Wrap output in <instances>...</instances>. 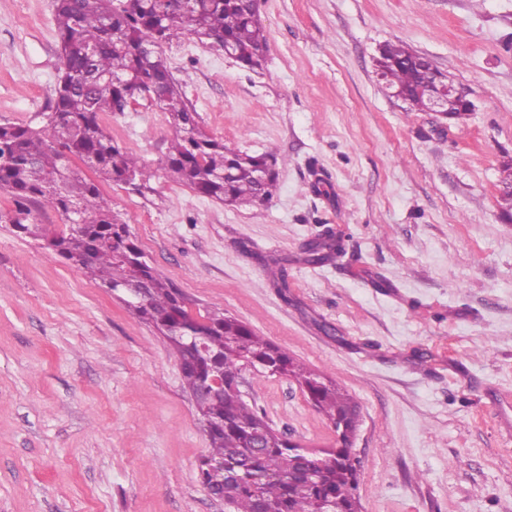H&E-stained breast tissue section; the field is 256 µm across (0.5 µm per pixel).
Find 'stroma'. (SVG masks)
<instances>
[{"label": "stroma", "instance_id": "stroma-1", "mask_svg": "<svg viewBox=\"0 0 512 512\" xmlns=\"http://www.w3.org/2000/svg\"><path fill=\"white\" fill-rule=\"evenodd\" d=\"M53 13L0 0V124L52 110ZM260 14L263 69L195 36L163 56L209 135L277 150L272 199L228 206L170 179L173 128L144 103L103 126L148 186L101 179V195L191 312L234 316L353 398L361 512H512V0H261ZM397 40L466 93L465 120L388 94L374 59ZM321 241L341 255L300 262ZM238 388L289 440L335 447L294 378L247 369ZM207 447L154 328L0 224V512H230L198 478Z\"/></svg>", "mask_w": 512, "mask_h": 512}]
</instances>
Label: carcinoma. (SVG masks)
Masks as SVG:
<instances>
[{
  "label": "carcinoma",
  "instance_id": "1",
  "mask_svg": "<svg viewBox=\"0 0 512 512\" xmlns=\"http://www.w3.org/2000/svg\"><path fill=\"white\" fill-rule=\"evenodd\" d=\"M60 68L53 112L40 128L0 125V191L16 209L0 211V224L44 246L107 289L135 281L145 295L127 309L152 324L177 359L185 388L195 398L210 448L200 462L203 484L221 493L234 512H355L358 461L351 448L356 406L326 378L222 312L194 316L169 280L151 266L129 226L112 212L98 187L67 164L80 158L99 176L140 189L151 174L106 134L99 117L154 95L149 104L167 113L174 128L166 168L170 177L228 205L263 204L278 178L277 154H243L207 135L186 104L159 48L187 35L224 48L240 66L258 69L268 41L253 0H54ZM376 70L386 86L406 96L409 111L428 107L422 66L400 43L379 49ZM229 176H224V172ZM35 200L61 214L66 230L48 236L24 202ZM173 326L184 335L170 334ZM294 377L313 405L339 426L341 445L306 454L279 435L236 389L242 370ZM224 378V393H202L209 375ZM266 428L263 447L256 433Z\"/></svg>",
  "mask_w": 512,
  "mask_h": 512
}]
</instances>
